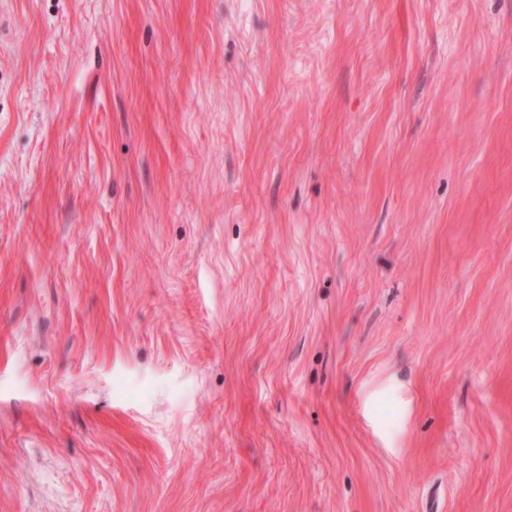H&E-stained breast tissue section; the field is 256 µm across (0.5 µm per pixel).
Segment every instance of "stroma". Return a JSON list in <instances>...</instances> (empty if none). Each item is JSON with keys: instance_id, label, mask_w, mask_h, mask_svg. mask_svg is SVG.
<instances>
[{"instance_id": "obj_1", "label": "stroma", "mask_w": 512, "mask_h": 512, "mask_svg": "<svg viewBox=\"0 0 512 512\" xmlns=\"http://www.w3.org/2000/svg\"><path fill=\"white\" fill-rule=\"evenodd\" d=\"M0 512H512V0H0Z\"/></svg>"}]
</instances>
